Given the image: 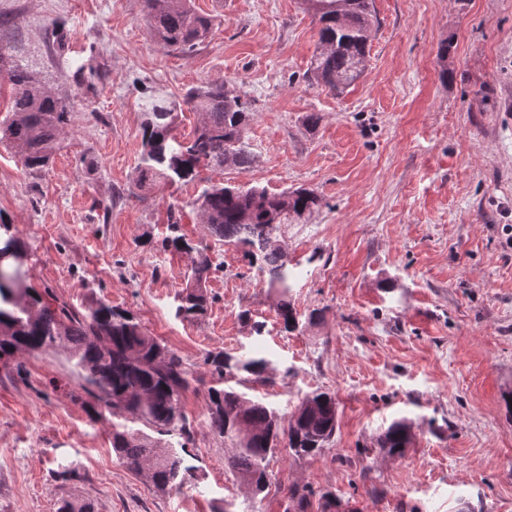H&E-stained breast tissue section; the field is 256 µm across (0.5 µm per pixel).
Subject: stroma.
I'll use <instances>...</instances> for the list:
<instances>
[{
  "instance_id": "1",
  "label": "stroma",
  "mask_w": 512,
  "mask_h": 512,
  "mask_svg": "<svg viewBox=\"0 0 512 512\" xmlns=\"http://www.w3.org/2000/svg\"><path fill=\"white\" fill-rule=\"evenodd\" d=\"M194 6L214 29L178 54L152 40L143 0H0V47L74 109L43 170L0 144V212L26 247V280L56 307L129 310L182 357L199 475L163 491L121 464L111 416L94 414L60 346L0 363V512H57L63 497L96 512H215L228 499L237 512H287L294 485L311 490L306 512L329 494L336 512H512V0H374L366 71L340 94L308 78L318 36L305 0ZM213 82L248 108L253 166L138 187L151 105H169L191 139L200 116L185 97ZM219 182L320 197L279 232L299 330H284L261 273L193 208ZM173 205L216 268L213 302L191 322L175 315L190 262L161 246ZM257 348L270 380L239 391L283 416L327 391L338 423L321 454L278 449L254 499L209 425L204 358ZM396 420L412 438L392 457L377 439Z\"/></svg>"
}]
</instances>
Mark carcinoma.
Instances as JSON below:
<instances>
[{
  "label": "carcinoma",
  "mask_w": 512,
  "mask_h": 512,
  "mask_svg": "<svg viewBox=\"0 0 512 512\" xmlns=\"http://www.w3.org/2000/svg\"><path fill=\"white\" fill-rule=\"evenodd\" d=\"M318 24V45L308 74L333 92H342L364 74L370 35L375 23L372 0H306ZM147 24L163 48L186 54L203 43L212 19L198 13L192 0H144ZM0 75L14 87L11 115L0 121V142L19 150L24 168L46 167L61 136L71 125V109L59 100L34 71L9 60L0 48ZM187 104L200 114L199 125L186 143L177 141L176 115L156 104L142 126L138 163L141 186L157 182L190 181L204 164L248 171L254 155L245 141L248 113L240 97L222 84L189 92ZM202 223L220 242L240 248L250 265L257 266L269 288L279 289L278 318L288 332L296 330L297 313L288 301V253L278 241L277 224H298L319 205L307 189L271 194L256 186L212 183L195 199ZM164 249L172 248L190 259V273L177 295L175 314L183 320L204 315L211 303L206 282L216 270L205 249L177 234L178 221L169 223ZM27 260L24 245L11 222L0 213V360L19 353H34L74 345L83 379L95 390L98 415L123 419L112 423V449L133 470L153 462L154 484L164 489L198 479L197 468L187 463L185 448L191 430L181 411V395L189 387L181 358L150 336L130 313L98 302L86 314L44 303L35 289L22 287ZM214 385L208 390L210 427L235 448L228 464L238 483L251 496L270 484L269 458L287 441L297 457L315 456L326 449L336 430L335 396L319 392L307 397L288 418L259 400H252L231 385L230 378L247 375L269 379L271 362L259 352L237 356L224 351L205 358ZM410 427L392 422L378 447L401 456L408 446ZM165 437L167 451H155Z\"/></svg>",
  "instance_id": "carcinoma-1"
}]
</instances>
